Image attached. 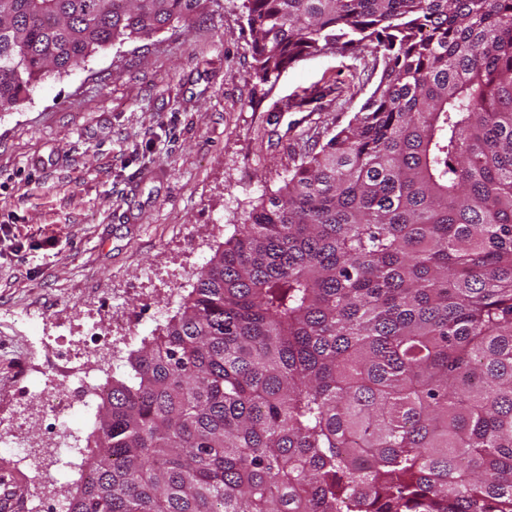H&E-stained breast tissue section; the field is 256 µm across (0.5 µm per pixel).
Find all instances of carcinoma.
Returning a JSON list of instances; mask_svg holds the SVG:
<instances>
[{"instance_id": "obj_1", "label": "carcinoma", "mask_w": 512, "mask_h": 512, "mask_svg": "<svg viewBox=\"0 0 512 512\" xmlns=\"http://www.w3.org/2000/svg\"><path fill=\"white\" fill-rule=\"evenodd\" d=\"M201 0H0V111ZM378 83L101 396L67 512H512V0H243Z\"/></svg>"}]
</instances>
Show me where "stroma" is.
Masks as SVG:
<instances>
[{
	"label": "stroma",
	"mask_w": 512,
	"mask_h": 512,
	"mask_svg": "<svg viewBox=\"0 0 512 512\" xmlns=\"http://www.w3.org/2000/svg\"><path fill=\"white\" fill-rule=\"evenodd\" d=\"M242 3L201 0L191 27L102 48L0 112V436L42 458L36 469L0 446L17 512H50L76 480L51 452L91 432L100 399L50 411L69 354L110 382L380 77L364 50L303 57L258 82Z\"/></svg>",
	"instance_id": "35a3bbf8"
}]
</instances>
